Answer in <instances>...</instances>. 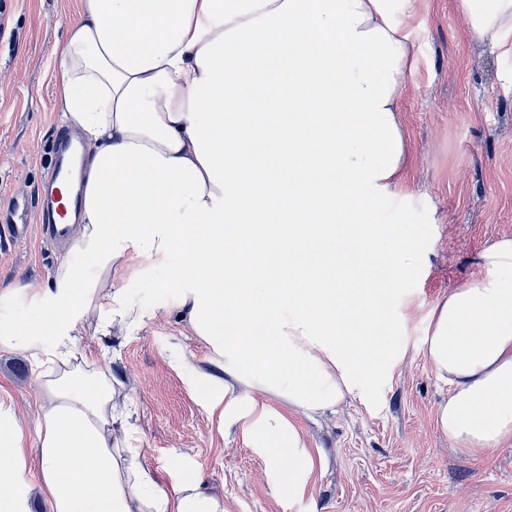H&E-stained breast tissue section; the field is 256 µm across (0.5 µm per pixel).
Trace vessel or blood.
<instances>
[{
  "label": "vessel or blood",
  "mask_w": 512,
  "mask_h": 512,
  "mask_svg": "<svg viewBox=\"0 0 512 512\" xmlns=\"http://www.w3.org/2000/svg\"><path fill=\"white\" fill-rule=\"evenodd\" d=\"M79 147L71 131L61 129L53 137V149L46 161V174L34 196L14 195L8 208L0 207V232L13 239L39 236L60 242L66 239L68 225L80 207L70 175Z\"/></svg>",
  "instance_id": "vessel-or-blood-1"
}]
</instances>
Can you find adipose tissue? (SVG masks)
I'll return each mask as SVG.
<instances>
[{
  "instance_id": "obj_1",
  "label": "adipose tissue",
  "mask_w": 512,
  "mask_h": 512,
  "mask_svg": "<svg viewBox=\"0 0 512 512\" xmlns=\"http://www.w3.org/2000/svg\"><path fill=\"white\" fill-rule=\"evenodd\" d=\"M418 3L80 0L55 80L60 120L89 148L72 246L88 266L0 290V350L29 359L39 393L32 451L0 401V512H29L34 490L50 512H224L198 478L161 487L130 443L123 382L77 354L88 316L104 336L157 319L118 297L158 274L217 369L202 377L210 413L266 457L282 495L304 494L322 458L295 415L363 397L406 354L390 311L421 242L375 215L408 160ZM461 3L470 34L512 56V0ZM252 326L266 330L254 343ZM423 351L448 384L449 439L474 457L512 439V238L434 306Z\"/></svg>"
}]
</instances>
